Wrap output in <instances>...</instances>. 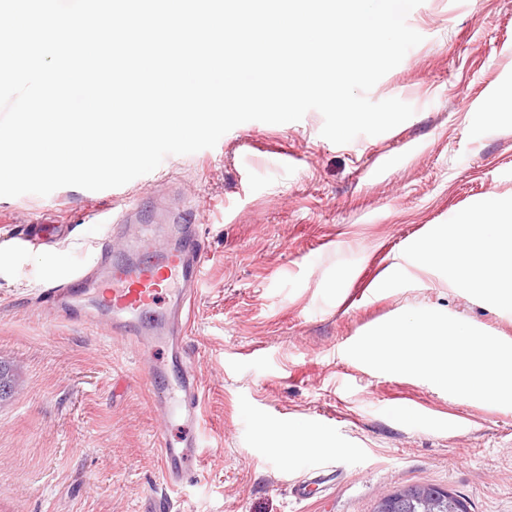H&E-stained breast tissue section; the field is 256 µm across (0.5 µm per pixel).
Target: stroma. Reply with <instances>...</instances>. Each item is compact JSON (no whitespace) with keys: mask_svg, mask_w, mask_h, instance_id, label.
Wrapping results in <instances>:
<instances>
[{"mask_svg":"<svg viewBox=\"0 0 512 512\" xmlns=\"http://www.w3.org/2000/svg\"><path fill=\"white\" fill-rule=\"evenodd\" d=\"M408 25L422 42L369 92L414 115L337 145L315 110L286 124L246 122L211 149L170 155L111 190L63 187L0 197V361L15 376L0 400V512H141L164 492L163 423L145 366L121 337L41 309L40 288L93 265L128 230L125 199L150 221L188 208L207 254L185 357L199 376L209 446L170 512H373L388 490L432 485L468 512H512V407L449 395L348 357L363 333L416 308L512 337V309L463 288L369 283L393 252L496 196L512 200V0H423ZM32 224H64L55 247L21 249ZM326 425L314 428V417ZM309 455L275 449L282 428ZM335 472L295 501L290 483Z\"/></svg>","mask_w":512,"mask_h":512,"instance_id":"1","label":"stroma"}]
</instances>
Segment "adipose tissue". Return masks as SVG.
I'll use <instances>...</instances> for the list:
<instances>
[{"label": "adipose tissue", "instance_id": "1", "mask_svg": "<svg viewBox=\"0 0 512 512\" xmlns=\"http://www.w3.org/2000/svg\"><path fill=\"white\" fill-rule=\"evenodd\" d=\"M506 207L489 198L475 210L434 226L419 240L394 252L370 288L381 294L415 270L420 279L446 288H465L477 298L512 308V225Z\"/></svg>", "mask_w": 512, "mask_h": 512}]
</instances>
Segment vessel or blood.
<instances>
[{
  "label": "vessel or blood",
  "mask_w": 512,
  "mask_h": 512,
  "mask_svg": "<svg viewBox=\"0 0 512 512\" xmlns=\"http://www.w3.org/2000/svg\"><path fill=\"white\" fill-rule=\"evenodd\" d=\"M62 233V227L37 224L18 245L38 248L55 242ZM204 261L205 249L191 232H183L179 247L170 249L141 235L131 240L123 257L114 258L110 250H103L97 268L75 267L40 292L42 303L56 308L62 319L90 326L97 319L81 311L80 301L96 293L112 333L128 340L139 354L152 352L158 343L169 344L170 362L148 364L146 380L165 419L185 423L182 439H157L164 476L173 486L198 471L204 446L201 382L181 350Z\"/></svg>",
  "instance_id": "b4317fda"
}]
</instances>
